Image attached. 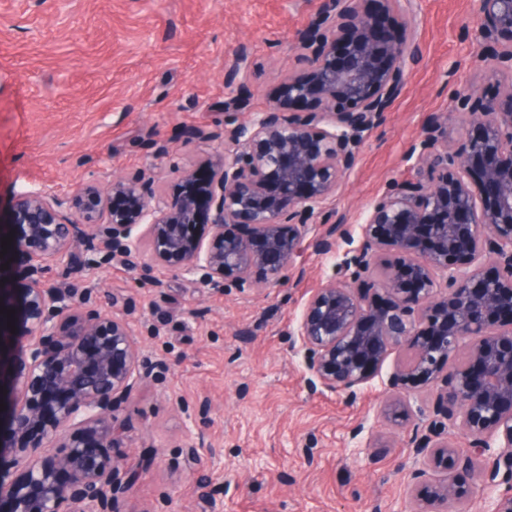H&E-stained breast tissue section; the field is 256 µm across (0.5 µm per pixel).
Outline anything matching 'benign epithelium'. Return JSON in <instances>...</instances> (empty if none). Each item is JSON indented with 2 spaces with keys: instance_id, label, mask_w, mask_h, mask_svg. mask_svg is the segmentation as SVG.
I'll return each mask as SVG.
<instances>
[{
  "instance_id": "benign-epithelium-1",
  "label": "benign epithelium",
  "mask_w": 512,
  "mask_h": 512,
  "mask_svg": "<svg viewBox=\"0 0 512 512\" xmlns=\"http://www.w3.org/2000/svg\"><path fill=\"white\" fill-rule=\"evenodd\" d=\"M473 62L499 78L486 98L474 87L452 97L476 130L461 148L448 141V113L429 115L407 158L416 176L393 180L368 205L359 245L306 299L289 330L320 386L353 402L395 350L407 360L388 386L432 387L437 419L415 436V477L427 482L411 512H448L476 487L432 471L463 466L481 490L508 486L489 512H512V0H474ZM415 17L401 0H325L297 37L294 65L278 76L265 108L250 109V65L240 48L225 66L233 88L224 112L248 113L224 127L223 151L180 181L205 172L202 194L170 199L153 178L115 177L72 196L25 192L13 201L18 229L7 251L26 254L20 304L0 282V420L21 473L0 479L10 512H112L132 482L86 442L110 447L125 432L113 395L138 384V348L127 322L99 308L93 288L64 281L112 260L154 288L157 269L199 274L212 288L281 285L313 247L336 251L353 239L342 220L308 239L355 165L363 133L388 111L421 60ZM211 213L208 241L187 240L199 204ZM13 310L9 316L5 311ZM30 325V362L14 367L7 323ZM415 414L397 393L380 417ZM470 447L456 448L446 428ZM65 437V452L42 451Z\"/></svg>"
}]
</instances>
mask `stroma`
I'll return each mask as SVG.
<instances>
[{
    "instance_id": "35a3bbf8",
    "label": "stroma",
    "mask_w": 512,
    "mask_h": 512,
    "mask_svg": "<svg viewBox=\"0 0 512 512\" xmlns=\"http://www.w3.org/2000/svg\"><path fill=\"white\" fill-rule=\"evenodd\" d=\"M471 2L414 0L422 61L367 134L324 222L358 227L390 181L415 176L406 153L430 113H447L452 145L465 143L455 90L496 92L463 33ZM322 4L0 0V222L15 194L68 196L115 176L150 171L175 193L181 169L221 146L225 63L247 47L251 107L263 108ZM201 125L209 140H178L180 129ZM349 248L307 250L300 272L259 290L206 288L165 269L153 288L119 262L85 273L79 287L112 297L140 351V385L116 401L125 435L104 450L119 472L136 475L114 512H409L416 425L378 416L401 353L349 402L310 391L288 334ZM370 435L386 442L372 461L359 451Z\"/></svg>"
}]
</instances>
